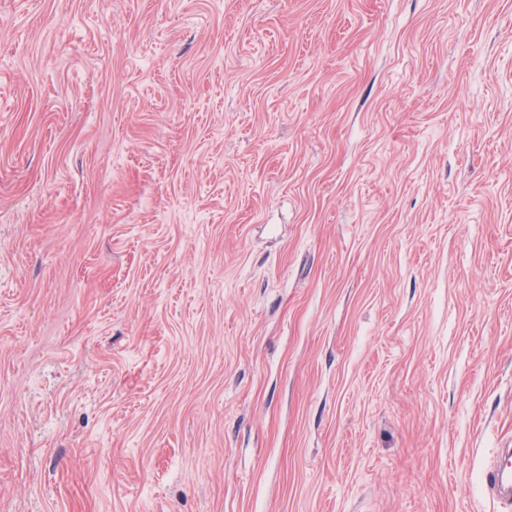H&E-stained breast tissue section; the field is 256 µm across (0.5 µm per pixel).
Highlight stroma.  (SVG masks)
Returning a JSON list of instances; mask_svg holds the SVG:
<instances>
[{"label":"stroma","mask_w":512,"mask_h":512,"mask_svg":"<svg viewBox=\"0 0 512 512\" xmlns=\"http://www.w3.org/2000/svg\"><path fill=\"white\" fill-rule=\"evenodd\" d=\"M512 0H0V512H498Z\"/></svg>","instance_id":"1"}]
</instances>
